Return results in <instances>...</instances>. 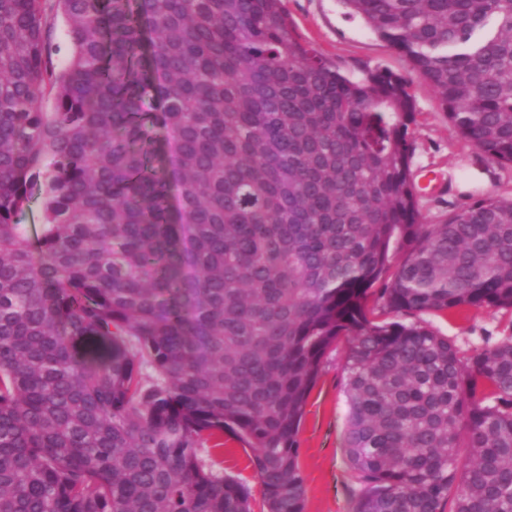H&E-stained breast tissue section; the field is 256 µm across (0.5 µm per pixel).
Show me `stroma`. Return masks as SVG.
Wrapping results in <instances>:
<instances>
[{"instance_id": "stroma-1", "label": "stroma", "mask_w": 512, "mask_h": 512, "mask_svg": "<svg viewBox=\"0 0 512 512\" xmlns=\"http://www.w3.org/2000/svg\"><path fill=\"white\" fill-rule=\"evenodd\" d=\"M282 6L299 40L341 72L359 76L387 71L408 79L415 112L409 128L415 148L412 170L421 211L429 223L443 222L482 198L512 200V164L492 162L467 145L431 87L412 71L407 57L350 15L341 0H282ZM421 319L467 350L482 346L485 337L500 338L512 322V313L463 309L447 316L425 313ZM346 353L342 344L325 357L298 434L304 512H352L354 480L345 453ZM250 456V449L228 434L223 453L209 456L208 462L215 471L243 481L251 493L253 512H263Z\"/></svg>"}]
</instances>
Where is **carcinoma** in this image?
<instances>
[{
	"instance_id": "obj_1",
	"label": "carcinoma",
	"mask_w": 512,
	"mask_h": 512,
	"mask_svg": "<svg viewBox=\"0 0 512 512\" xmlns=\"http://www.w3.org/2000/svg\"><path fill=\"white\" fill-rule=\"evenodd\" d=\"M342 2L512 164V0ZM414 119L281 0H0V512H251L201 456L226 432L267 512H304L342 340L353 512H512V332L464 351L398 319L512 311V201L427 223Z\"/></svg>"
}]
</instances>
